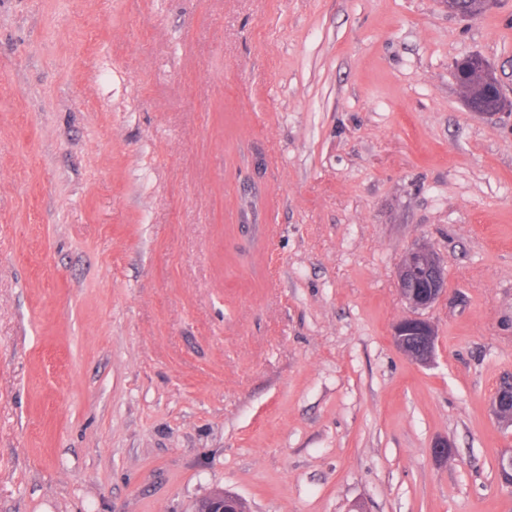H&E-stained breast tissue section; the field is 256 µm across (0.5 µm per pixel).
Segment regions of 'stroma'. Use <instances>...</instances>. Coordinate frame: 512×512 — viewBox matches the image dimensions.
<instances>
[{"instance_id": "1", "label": "stroma", "mask_w": 512, "mask_h": 512, "mask_svg": "<svg viewBox=\"0 0 512 512\" xmlns=\"http://www.w3.org/2000/svg\"><path fill=\"white\" fill-rule=\"evenodd\" d=\"M472 54L512 101V0H0V512H512V110L465 107ZM396 278L401 296L412 315L395 324L394 342L413 361L427 363L434 354L436 333L432 323L422 317L421 312L431 308L445 293L447 274L434 253L421 245L407 252L399 262ZM413 336L419 340L418 350L412 346ZM512 409V373L504 376L498 385L491 401V412L495 420L503 426L511 425L512 421H505L504 412ZM505 423V424H504ZM197 512H247L245 504L236 495L218 492L199 504Z\"/></svg>"}]
</instances>
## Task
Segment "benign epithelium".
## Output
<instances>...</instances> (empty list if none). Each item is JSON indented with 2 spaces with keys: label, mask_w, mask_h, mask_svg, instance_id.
Masks as SVG:
<instances>
[{
  "label": "benign epithelium",
  "mask_w": 512,
  "mask_h": 512,
  "mask_svg": "<svg viewBox=\"0 0 512 512\" xmlns=\"http://www.w3.org/2000/svg\"><path fill=\"white\" fill-rule=\"evenodd\" d=\"M402 298L411 316L400 320L393 329L397 348L418 363L429 362L434 354L436 333L432 323L421 316L445 293L447 274L439 259L425 246H418L403 257L396 269ZM512 408V373L503 377L491 401L495 420L503 424L504 412ZM197 512H246L241 498L218 492L199 504Z\"/></svg>",
  "instance_id": "1"
}]
</instances>
